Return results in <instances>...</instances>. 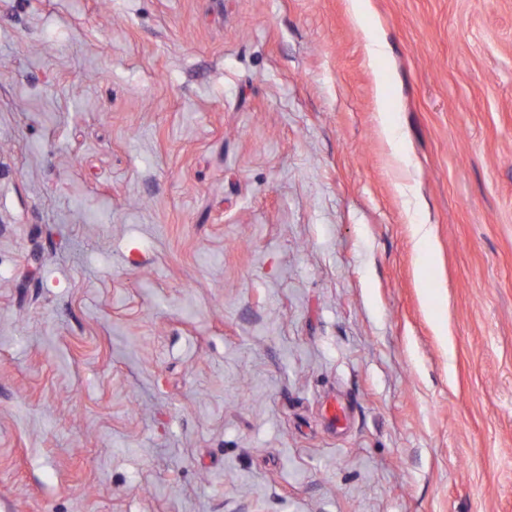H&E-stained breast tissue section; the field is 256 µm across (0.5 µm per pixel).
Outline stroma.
<instances>
[{
  "label": "stroma",
  "mask_w": 512,
  "mask_h": 512,
  "mask_svg": "<svg viewBox=\"0 0 512 512\" xmlns=\"http://www.w3.org/2000/svg\"><path fill=\"white\" fill-rule=\"evenodd\" d=\"M0 512H512V0H0ZM388 115V112H379V131L389 147L390 155L394 162L400 167H406L408 162L403 150V137L394 130Z\"/></svg>",
  "instance_id": "obj_1"
}]
</instances>
